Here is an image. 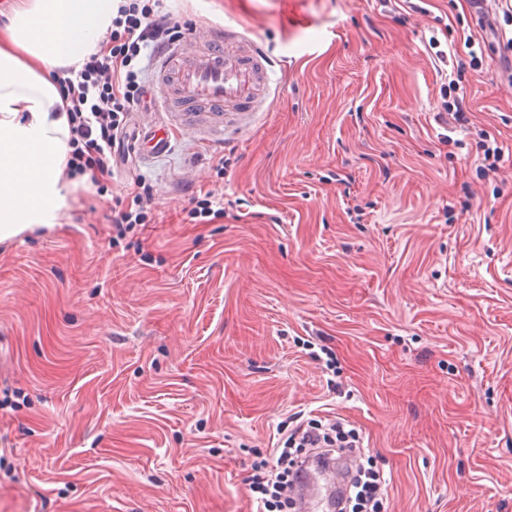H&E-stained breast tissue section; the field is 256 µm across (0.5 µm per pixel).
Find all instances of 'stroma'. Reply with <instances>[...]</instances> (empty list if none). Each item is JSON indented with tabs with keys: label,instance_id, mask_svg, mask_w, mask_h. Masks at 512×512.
Returning a JSON list of instances; mask_svg holds the SVG:
<instances>
[{
	"label": "stroma",
	"instance_id": "stroma-1",
	"mask_svg": "<svg viewBox=\"0 0 512 512\" xmlns=\"http://www.w3.org/2000/svg\"><path fill=\"white\" fill-rule=\"evenodd\" d=\"M160 10L266 53V109L0 241V512H254L298 414L360 432L391 512H512V0L487 28L469 0ZM140 176L151 221L117 232ZM208 189L230 205L191 223Z\"/></svg>",
	"mask_w": 512,
	"mask_h": 512
}]
</instances>
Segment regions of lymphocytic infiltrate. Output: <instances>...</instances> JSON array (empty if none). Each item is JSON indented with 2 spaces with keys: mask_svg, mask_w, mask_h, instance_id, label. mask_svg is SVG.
Instances as JSON below:
<instances>
[{
  "mask_svg": "<svg viewBox=\"0 0 512 512\" xmlns=\"http://www.w3.org/2000/svg\"><path fill=\"white\" fill-rule=\"evenodd\" d=\"M183 36L182 27L155 10L151 0H119L105 47L90 55L75 77L58 81L70 122L67 177L111 171L116 153L124 148L129 115L144 95L143 59ZM362 447L360 433L343 421L310 418L296 424L271 457L251 465L247 487L257 512H289L286 490L306 462ZM339 512H388L386 481L377 466L359 467L350 476Z\"/></svg>",
  "mask_w": 512,
  "mask_h": 512,
  "instance_id": "1",
  "label": "lymphocytic infiltrate"
}]
</instances>
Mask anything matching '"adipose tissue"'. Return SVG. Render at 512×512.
<instances>
[{
	"instance_id": "ef3b65f1",
	"label": "adipose tissue",
	"mask_w": 512,
	"mask_h": 512,
	"mask_svg": "<svg viewBox=\"0 0 512 512\" xmlns=\"http://www.w3.org/2000/svg\"><path fill=\"white\" fill-rule=\"evenodd\" d=\"M115 0H10L0 24V239L59 223L70 124L57 83L101 48Z\"/></svg>"
}]
</instances>
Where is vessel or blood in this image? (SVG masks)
<instances>
[{
    "label": "vessel or blood",
    "mask_w": 512,
    "mask_h": 512,
    "mask_svg": "<svg viewBox=\"0 0 512 512\" xmlns=\"http://www.w3.org/2000/svg\"><path fill=\"white\" fill-rule=\"evenodd\" d=\"M155 86L162 96L168 122L148 124L136 137L146 158L165 153L173 136L184 128L221 136L231 121L250 120L264 99L269 63L254 43L234 28L189 38L157 56ZM330 470L316 467L302 481L309 512H325L331 502L319 484Z\"/></svg>",
    "instance_id": "vessel-or-blood-1"
}]
</instances>
